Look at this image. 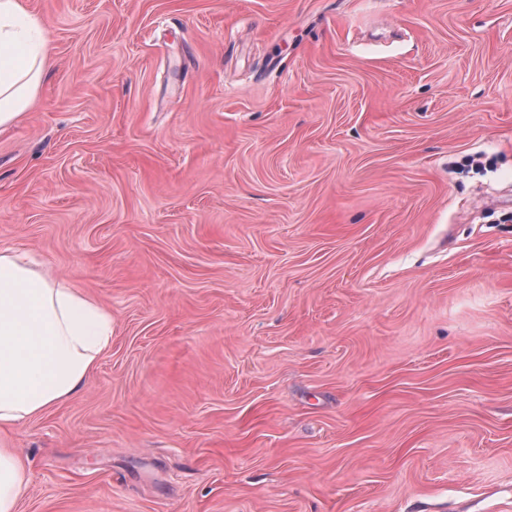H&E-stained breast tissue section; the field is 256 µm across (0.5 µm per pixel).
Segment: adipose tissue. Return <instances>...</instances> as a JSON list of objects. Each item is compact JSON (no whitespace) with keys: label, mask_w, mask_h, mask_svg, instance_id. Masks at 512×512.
<instances>
[{"label":"adipose tissue","mask_w":512,"mask_h":512,"mask_svg":"<svg viewBox=\"0 0 512 512\" xmlns=\"http://www.w3.org/2000/svg\"><path fill=\"white\" fill-rule=\"evenodd\" d=\"M49 43L24 0H0V127L35 104ZM112 338V315L42 265L0 249V428L43 414L75 395ZM27 467L0 447V512H19Z\"/></svg>","instance_id":"1"}]
</instances>
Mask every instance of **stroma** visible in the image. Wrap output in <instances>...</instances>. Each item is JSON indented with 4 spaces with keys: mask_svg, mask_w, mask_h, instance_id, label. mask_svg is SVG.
I'll use <instances>...</instances> for the list:
<instances>
[{
    "mask_svg": "<svg viewBox=\"0 0 512 512\" xmlns=\"http://www.w3.org/2000/svg\"><path fill=\"white\" fill-rule=\"evenodd\" d=\"M26 2L0 248L112 338L20 512H512V0Z\"/></svg>",
    "mask_w": 512,
    "mask_h": 512,
    "instance_id": "1",
    "label": "stroma"
}]
</instances>
